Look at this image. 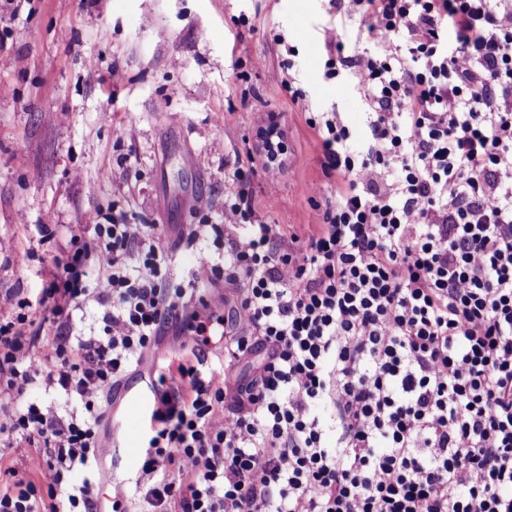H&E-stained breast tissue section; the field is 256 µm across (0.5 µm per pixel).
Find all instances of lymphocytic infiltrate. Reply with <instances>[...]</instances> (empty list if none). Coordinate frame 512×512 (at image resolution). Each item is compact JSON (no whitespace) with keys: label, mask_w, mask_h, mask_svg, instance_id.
<instances>
[{"label":"lymphocytic infiltrate","mask_w":512,"mask_h":512,"mask_svg":"<svg viewBox=\"0 0 512 512\" xmlns=\"http://www.w3.org/2000/svg\"><path fill=\"white\" fill-rule=\"evenodd\" d=\"M332 6L375 46L327 42L326 78L349 68L367 102L362 144L338 113L307 119L335 203L282 236L240 168L219 223L190 234L195 281L242 286L224 364L255 373L203 375L222 317L192 320L168 286L160 229L104 214L47 270L52 337L0 295V443L35 447L47 479L0 485V512H93L96 483L73 476L105 456L103 401L170 326L192 355L151 382L136 484L154 512H512V0ZM89 302L103 333L73 340ZM40 387L84 414L27 399Z\"/></svg>","instance_id":"1"}]
</instances>
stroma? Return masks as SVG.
<instances>
[{
  "mask_svg": "<svg viewBox=\"0 0 512 512\" xmlns=\"http://www.w3.org/2000/svg\"><path fill=\"white\" fill-rule=\"evenodd\" d=\"M242 15L250 27L239 25ZM329 32L346 54L373 49L358 16L328 0H20L15 16L0 17V240L11 245L0 254V292L43 318L45 269L71 233L114 208L160 225L168 279L188 287L195 200L223 210L232 174L258 156L256 133L271 114L287 153L275 179L254 176L256 215L284 233L315 229L336 180L323 173L305 115L337 112L358 138L367 119L349 71L325 76ZM278 33L295 48L296 100L270 77L283 59ZM312 182L322 187L315 201ZM41 224L50 235L38 233ZM174 336L167 330L148 372L114 392L104 430L116 442L139 448L149 435L145 406L129 396L181 357Z\"/></svg>",
  "mask_w": 512,
  "mask_h": 512,
  "instance_id": "obj_1",
  "label": "stroma"
}]
</instances>
